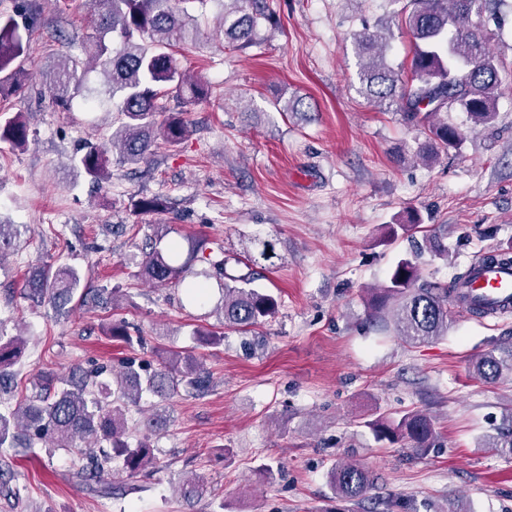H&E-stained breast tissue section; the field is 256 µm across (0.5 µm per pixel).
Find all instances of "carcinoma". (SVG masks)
Wrapping results in <instances>:
<instances>
[{
  "label": "carcinoma",
  "instance_id": "obj_1",
  "mask_svg": "<svg viewBox=\"0 0 512 512\" xmlns=\"http://www.w3.org/2000/svg\"><path fill=\"white\" fill-rule=\"evenodd\" d=\"M206 0H103L106 5L97 24V35L83 41L85 57L62 54L49 78L45 79L58 103L65 107L69 99L85 90L87 74L97 69L108 81L106 93L117 113L118 125L112 130L111 148L86 147L72 158L76 167L95 182L110 177V165H137L157 149V140L178 145L188 136L187 125L171 115L158 121L167 111L164 87L188 102L212 94V86L184 78L173 45L196 44L200 28L181 3ZM495 0H409L402 25L411 36L409 74L402 76L386 59L393 39L392 21L379 22L353 33L352 45L361 61L360 92L371 103L383 108L395 107L410 127L425 134L416 157L425 163L436 161L463 144L462 130L448 122V113L464 112L476 125H489L496 117L503 82V62L491 48L494 34L483 22L493 11ZM36 4L25 0L17 15L0 17V98L21 92L26 77L16 61L26 50L23 32L37 21ZM267 0H224L222 27L224 43L242 49L254 42L261 22L269 20ZM29 118L16 112L0 120V142L14 147L27 146ZM164 202L155 196L134 203V210L149 214L162 210ZM422 223L419 214L407 222L385 225L381 242L390 243L399 235L415 230ZM167 227L155 226L154 239L137 261L138 275L157 287L185 288L192 299L204 297L206 285L199 278L215 279L222 298L220 310L224 326L246 330L275 317L280 303L263 288H253L251 275L227 272L229 257L205 256V242L191 239L187 248L165 241ZM21 245L16 224L0 223V268L6 255ZM412 257L402 258L389 271L386 280L368 290L370 318L386 322L393 333L411 343H424L448 335L451 323L448 304L462 305L480 318L486 308L472 298L467 286L483 266L512 267V246L498 247L475 259L458 273L451 287L425 280L417 258L426 250L435 258L448 261V246L435 236L413 245ZM277 257L275 243L256 239L246 247V264L258 266ZM208 267L196 270V264ZM82 271L69 263L42 262L30 267L21 284V297L31 305L48 306L63 314L73 299L90 309H110L118 301L115 288L87 292L82 288ZM27 346L22 335L8 336L0 330V455L8 448H34L43 445L74 455V474L91 481L90 491L112 497L108 476L120 470L130 476L154 460L149 435L162 429L170 416L159 407L142 418L145 430L136 443L129 442L127 413L142 410L146 397L163 401L173 398L182 388L203 392L213 385L205 364L192 352H173L159 367L150 368L135 358H126L114 367L79 364L58 376L44 372L34 384V392L22 399L15 366ZM471 371L484 382L493 383L512 374V348L507 355L494 352L472 359ZM376 438L402 443L420 454L435 445L436 432L431 418L421 411H409L398 417L379 416L367 423ZM485 446L502 456H512V428L498 431L485 439ZM328 482L342 500L362 497L374 483L371 471L360 464H334ZM210 494L200 476L183 482L181 496L194 505Z\"/></svg>",
  "mask_w": 512,
  "mask_h": 512
}]
</instances>
